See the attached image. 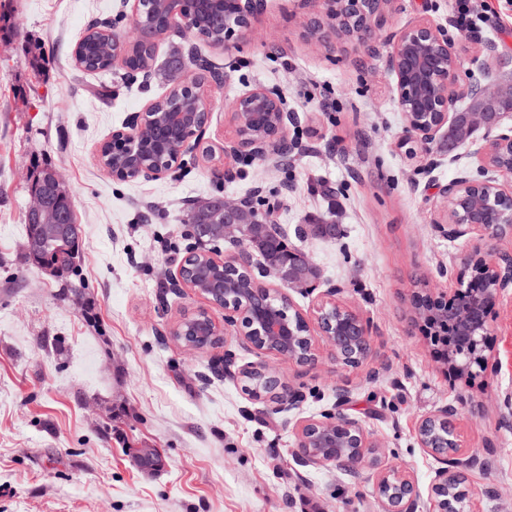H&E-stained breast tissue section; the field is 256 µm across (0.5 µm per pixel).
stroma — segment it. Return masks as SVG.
Wrapping results in <instances>:
<instances>
[{
	"label": "stroma",
	"instance_id": "stroma-1",
	"mask_svg": "<svg viewBox=\"0 0 512 512\" xmlns=\"http://www.w3.org/2000/svg\"><path fill=\"white\" fill-rule=\"evenodd\" d=\"M453 0H392L372 48L311 39L313 7L268 0L249 35L221 49L181 29L167 32L157 59L194 48L223 64L208 88L210 119L200 149L159 180L116 181L98 145L167 95L158 76L129 80L84 72L73 49L89 24L129 30L125 0H0V512H382L372 469L301 465L297 431L344 412L377 442L383 464L410 471L418 512H432L436 463L420 448V419L463 399L462 439L474 463L462 475L466 512H512V295L490 312L497 372L451 379L432 355L411 307L420 288L446 291L471 243L436 225L439 189L479 178L475 145L441 137L415 157L400 151L405 120L386 67L389 35L421 19L447 27L459 80L512 77V32L450 30ZM254 87L296 114L290 162L241 156L224 179L203 156L233 135L228 102ZM60 171L82 226L78 272L64 286L24 254L26 170ZM245 197L275 204L273 221L303 249L319 277L292 293L310 312L327 289L368 326L358 366L337 361L315 339V364L259 352L243 337L189 350L172 340L177 322L205 307L172 288L193 246L186 214L195 201ZM338 224L334 240L308 222ZM268 365L301 393L292 408L255 399L243 373ZM347 401L337 405V393ZM157 449L158 468L135 451Z\"/></svg>",
	"mask_w": 512,
	"mask_h": 512
}]
</instances>
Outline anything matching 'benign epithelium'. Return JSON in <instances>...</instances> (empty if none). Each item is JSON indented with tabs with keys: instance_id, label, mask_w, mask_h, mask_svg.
Wrapping results in <instances>:
<instances>
[{
	"instance_id": "1",
	"label": "benign epithelium",
	"mask_w": 512,
	"mask_h": 512,
	"mask_svg": "<svg viewBox=\"0 0 512 512\" xmlns=\"http://www.w3.org/2000/svg\"><path fill=\"white\" fill-rule=\"evenodd\" d=\"M190 7H183L173 14V21L195 31L196 12L214 5L224 7V36L218 46L226 48L239 38L252 31V20L266 7V0H183ZM320 18L311 25L310 35L329 25L336 28L337 19L347 16L357 29L355 40L362 46H369L375 29L381 25L385 8L390 0H317ZM159 0H132L130 36L112 35V62H126L127 51L136 43L143 23V14L148 6ZM391 51L386 65L395 80L394 91L397 102L405 116V137L414 140L422 148H427L441 133L448 131L458 112V103L466 97L473 99L470 110L468 135L485 129L499 127L507 114L486 109L485 99L494 98L498 88L480 84L464 86L459 82L458 58L448 34L442 27L428 20H419L393 36L389 40ZM205 81L197 76L179 78L168 94L172 100L188 98L191 111L173 114L171 111H156V102H151L145 111L139 113L129 126L112 132L97 148V161L104 164L105 155L111 144L124 146L121 164L106 168L112 178L130 181L139 178L161 179L170 175L180 164L183 155L198 147L201 135L208 124L210 109L206 98ZM235 127L234 137L224 142L221 153V166L224 176L232 175L233 163L244 152L257 156L276 148L287 135L291 116L284 110L278 98L261 87L247 90L234 98L228 107ZM154 126H168L172 129L173 140L168 151L158 157L146 151L145 135ZM474 155L480 167L496 173L487 179L459 177L441 189L446 199V214L443 223L447 224L446 234L455 241L466 238L473 241L498 239L512 236V212L496 224L487 223L482 209L473 210L470 218H464L457 209L461 200H479L485 196L507 204L512 208V126L495 136L482 139ZM27 181L30 203L26 209L27 219H39L51 209L49 196L39 191L33 182L36 175L30 173ZM224 209V240H262L268 233L273 220L251 219L252 205L246 198L222 201ZM209 265L219 268L222 273H237L244 270L253 287L258 289L250 260L242 255L233 260H224L210 253L205 254ZM469 263L480 265V276L486 288L483 298H472V289L465 287L464 279L457 278V287L452 294L433 292L426 289L417 292L413 306L425 305L448 307V339L454 340L459 349H486L489 310L491 304L499 300L512 288V253H481L470 255ZM262 274L272 278L277 287L285 291H296L309 287V280L291 268L286 261L264 265ZM182 282L208 303L224 307V323H219L207 308L196 311L194 318L202 323L212 344H217L221 336L229 335L234 328L235 335L242 336L260 352H276L301 365H310L317 360L314 346L313 326H318L319 335L332 347L336 358L346 365H357L369 349L367 326L360 314L336 301L337 290L327 293L317 304L314 314L298 313L308 329V335L296 336V330L286 320L270 313L255 309L251 297L241 292L234 298L235 307L223 306V301L215 298L219 288L229 292V282L220 287L200 289L181 275ZM448 374L460 378H472V360L462 361L457 352H448L444 362ZM458 408L453 404L440 407L425 416L418 426V442L441 467L435 471L432 485L435 512H458L456 503L469 495V491L459 487L458 469L468 467L473 459L467 456L458 430ZM439 430L448 432V449L439 451L433 435ZM377 444L363 431L360 424L343 413L336 415V421H308L298 429V456L304 465L333 463L336 467L352 471L366 463L376 470V487L389 486L393 493L381 499L383 512H416L414 479L409 471L397 467H382L380 459L374 455Z\"/></svg>"
}]
</instances>
